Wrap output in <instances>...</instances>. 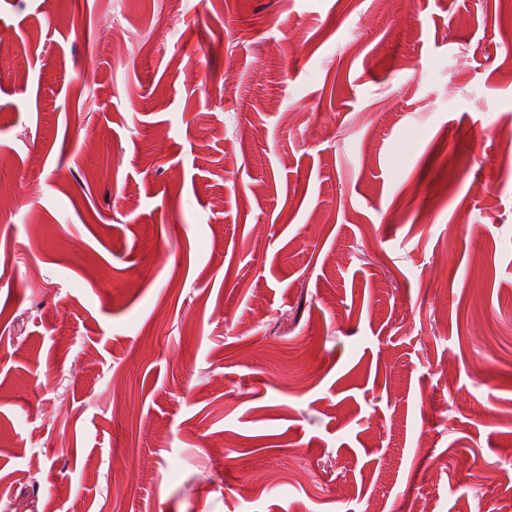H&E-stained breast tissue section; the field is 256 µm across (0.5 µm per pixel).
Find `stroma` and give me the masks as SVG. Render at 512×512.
Returning <instances> with one entry per match:
<instances>
[{"label":"stroma","mask_w":512,"mask_h":512,"mask_svg":"<svg viewBox=\"0 0 512 512\" xmlns=\"http://www.w3.org/2000/svg\"><path fill=\"white\" fill-rule=\"evenodd\" d=\"M511 12L0 0V512L512 507Z\"/></svg>","instance_id":"obj_1"}]
</instances>
